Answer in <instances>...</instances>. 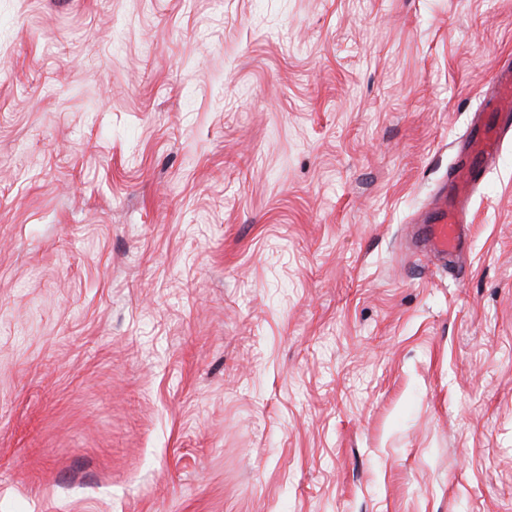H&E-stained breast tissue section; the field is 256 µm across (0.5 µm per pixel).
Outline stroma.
Returning <instances> with one entry per match:
<instances>
[{
    "label": "stroma",
    "instance_id": "stroma-1",
    "mask_svg": "<svg viewBox=\"0 0 512 512\" xmlns=\"http://www.w3.org/2000/svg\"><path fill=\"white\" fill-rule=\"evenodd\" d=\"M512 0H0V512H512V133L416 257Z\"/></svg>",
    "mask_w": 512,
    "mask_h": 512
}]
</instances>
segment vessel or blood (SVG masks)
<instances>
[{"mask_svg": "<svg viewBox=\"0 0 512 512\" xmlns=\"http://www.w3.org/2000/svg\"><path fill=\"white\" fill-rule=\"evenodd\" d=\"M496 106L477 122L469 141V157L450 174V192L436 204L429 223L416 230L422 251L453 258L464 249L465 231L472 222L471 194L501 153L504 135L512 131V64L496 71Z\"/></svg>", "mask_w": 512, "mask_h": 512, "instance_id": "b4317fda", "label": "vessel or blood"}]
</instances>
